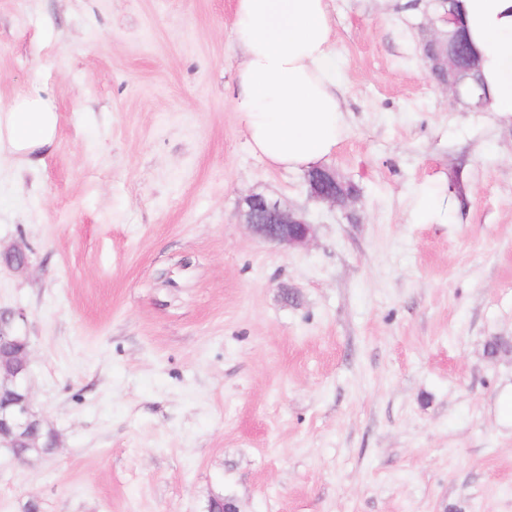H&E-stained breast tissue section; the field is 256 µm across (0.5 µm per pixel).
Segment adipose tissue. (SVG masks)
<instances>
[{
    "mask_svg": "<svg viewBox=\"0 0 512 512\" xmlns=\"http://www.w3.org/2000/svg\"><path fill=\"white\" fill-rule=\"evenodd\" d=\"M459 6L487 90L481 109L512 124V0ZM234 15V102L251 152L274 168L322 165L348 133L329 0H236ZM57 123L40 86L0 101V157L51 148Z\"/></svg>",
    "mask_w": 512,
    "mask_h": 512,
    "instance_id": "obj_1",
    "label": "adipose tissue"
}]
</instances>
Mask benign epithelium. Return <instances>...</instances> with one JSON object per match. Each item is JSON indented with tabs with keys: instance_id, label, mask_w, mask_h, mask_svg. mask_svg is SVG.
Returning <instances> with one entry per match:
<instances>
[{
	"instance_id": "7a95c632",
	"label": "benign epithelium",
	"mask_w": 512,
	"mask_h": 512,
	"mask_svg": "<svg viewBox=\"0 0 512 512\" xmlns=\"http://www.w3.org/2000/svg\"><path fill=\"white\" fill-rule=\"evenodd\" d=\"M427 45L431 46V50L423 54L426 68L448 94L459 99V49H448V43L441 41L439 29L427 40ZM307 184L312 199L329 205L345 207L356 199L349 185L330 168L310 170ZM239 217L254 235L287 250L304 248L314 237V225L307 221L304 214L260 194L251 193L242 197ZM25 320L26 314L22 310L5 309L0 312V345L18 348L17 354L9 357L8 377L14 391L8 396L6 407L0 408V446L4 448L15 447L19 440L24 441L27 447L34 446L38 428L42 425V419L33 410L30 391L26 388L30 340L18 329V323Z\"/></svg>"
}]
</instances>
